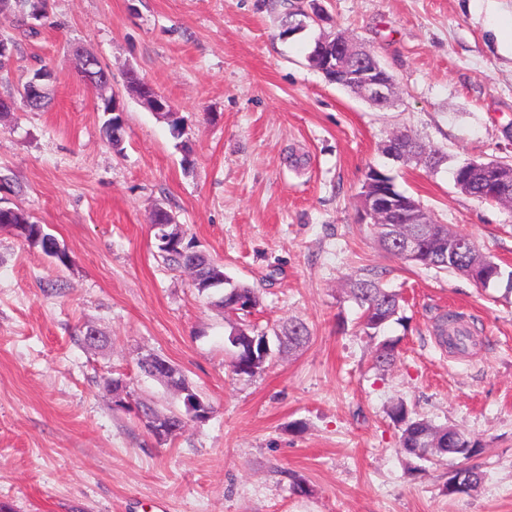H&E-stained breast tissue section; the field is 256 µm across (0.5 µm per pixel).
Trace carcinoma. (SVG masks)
Segmentation results:
<instances>
[{
	"label": "carcinoma",
	"mask_w": 512,
	"mask_h": 512,
	"mask_svg": "<svg viewBox=\"0 0 512 512\" xmlns=\"http://www.w3.org/2000/svg\"><path fill=\"white\" fill-rule=\"evenodd\" d=\"M26 222L25 240L38 238L35 245L49 257L58 260L61 264L68 263L67 253L58 254L46 247L45 239L50 236L44 225L38 224L26 214L22 215ZM155 236L159 241V249L163 252L170 265L191 271L194 288L201 294L214 288H224V295L220 300L224 309L235 314L247 315L256 308L258 298L254 288L235 283L222 274L224 265L214 261L208 256L196 254L192 241L187 239V232L180 224H156ZM454 234L446 224H435L425 233V251L421 256L410 259V262L439 272H452L471 277L475 265L486 260L477 247L468 251H454L448 241L449 235ZM349 292L360 307L361 324L364 332L371 336L384 324L395 317L401 309L399 293L382 287L375 279L359 276L349 281ZM438 336L443 344H453L454 350L464 352L472 343L473 334L470 328L458 323L453 315L442 318L437 327ZM279 350L290 351L305 346L310 341L308 326L298 320H290L275 333ZM232 347L233 357L231 366L235 373L252 375L255 369H260L269 361L272 350L268 336L258 333L246 325L233 326L227 337ZM396 355L394 347L383 343L375 353V363L385 369L394 365ZM389 416L401 430L399 447L404 453L419 460L430 461L444 456L468 459L476 450V443L465 434L448 446V427H438L430 422L414 418L403 403L393 405ZM482 481V474L471 466H460L448 479V494L468 495L474 491Z\"/></svg>",
	"instance_id": "obj_1"
}]
</instances>
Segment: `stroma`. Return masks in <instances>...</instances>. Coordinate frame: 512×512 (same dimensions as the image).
Returning a JSON list of instances; mask_svg holds the SVG:
<instances>
[{"mask_svg":"<svg viewBox=\"0 0 512 512\" xmlns=\"http://www.w3.org/2000/svg\"><path fill=\"white\" fill-rule=\"evenodd\" d=\"M48 18L0 13L14 41L0 95L39 68L49 105L0 118V205L44 224L60 265L0 229V505L6 512H512V210L459 191L455 166L512 160V0H319L321 21L282 33L274 0H50ZM344 32L392 75L380 109L330 83L308 53ZM80 45L112 74L126 138L102 135L101 92L77 73ZM135 70L182 120L173 135L125 86ZM445 152L438 170L383 152L395 133ZM375 167L437 222L472 239L502 279L483 287L385 252L361 220ZM182 224L234 281L255 288L246 318L219 291L198 293L163 260L155 206ZM369 274L402 308L385 328L397 359L374 364L346 280ZM477 339L442 346L438 319ZM274 333L300 320L310 342L235 374L232 325ZM96 328L104 347L84 344ZM157 354L213 408L157 441L114 406L177 407L138 370ZM404 403L477 442L483 479L449 494L457 467L398 450L389 418ZM305 492H296L295 479Z\"/></svg>","mask_w":512,"mask_h":512,"instance_id":"stroma-1","label":"stroma"}]
</instances>
